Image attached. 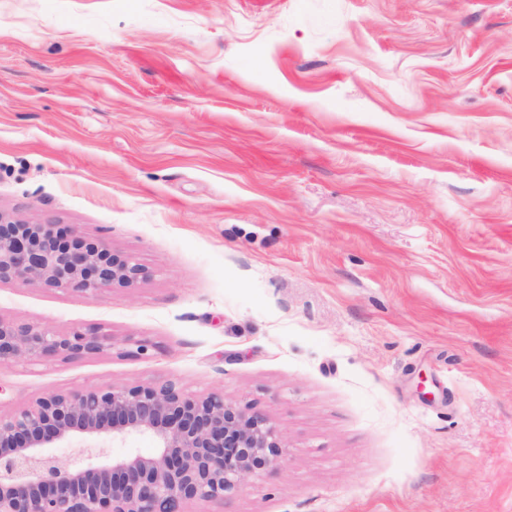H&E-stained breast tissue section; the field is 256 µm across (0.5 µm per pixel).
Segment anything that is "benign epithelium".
I'll return each mask as SVG.
<instances>
[{
	"label": "benign epithelium",
	"instance_id": "7a95c632",
	"mask_svg": "<svg viewBox=\"0 0 512 512\" xmlns=\"http://www.w3.org/2000/svg\"><path fill=\"white\" fill-rule=\"evenodd\" d=\"M148 276L133 255L81 227L61 229L0 212V283L39 282L101 299ZM118 342L99 326L61 332L0 318V365L79 360ZM147 436L151 454H109L107 439ZM73 446L65 460L53 449ZM283 456L277 426L222 392L171 384L48 391L0 414V512H187L194 500L224 501Z\"/></svg>",
	"mask_w": 512,
	"mask_h": 512
}]
</instances>
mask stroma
Listing matches in <instances>:
<instances>
[{
    "instance_id": "obj_1",
    "label": "stroma",
    "mask_w": 512,
    "mask_h": 512,
    "mask_svg": "<svg viewBox=\"0 0 512 512\" xmlns=\"http://www.w3.org/2000/svg\"><path fill=\"white\" fill-rule=\"evenodd\" d=\"M0 211L149 276L0 283L112 351L0 367L269 417L280 464L189 512H512V0H0Z\"/></svg>"
}]
</instances>
